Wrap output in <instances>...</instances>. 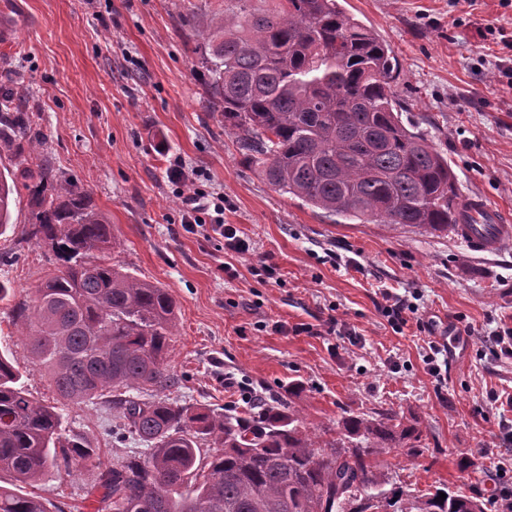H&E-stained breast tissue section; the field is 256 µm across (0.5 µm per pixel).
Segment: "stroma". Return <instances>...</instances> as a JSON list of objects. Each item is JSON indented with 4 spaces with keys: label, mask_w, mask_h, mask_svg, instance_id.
I'll use <instances>...</instances> for the list:
<instances>
[{
    "label": "stroma",
    "mask_w": 512,
    "mask_h": 512,
    "mask_svg": "<svg viewBox=\"0 0 512 512\" xmlns=\"http://www.w3.org/2000/svg\"><path fill=\"white\" fill-rule=\"evenodd\" d=\"M398 57L400 103L448 158L458 198L482 196L512 214V0H341ZM216 0H0V92L18 73L40 109L57 174L87 190L119 241L125 271L160 283L176 301L168 366L183 404L224 412L245 397L280 399L309 434L330 440L349 415L417 426L381 457L390 482L421 495L439 485L479 499L512 492V357L490 337L512 328V248L478 255L445 232L361 224L268 184L244 161L206 87L187 21L210 20ZM224 196V221L253 245L224 251L209 227L185 231L182 199L167 177L174 159ZM55 257L35 242L0 263L16 298L36 293ZM275 279L256 275L258 263ZM415 312L393 328L384 294ZM0 302V352L22 369L36 399L55 392L32 364L27 338ZM453 340L443 382L429 375L428 344ZM97 458L33 488L50 512H94L86 487L99 467L138 448L113 438L112 412L91 403L65 411ZM415 456H408L409 446ZM470 466L460 469L461 459Z\"/></svg>",
    "instance_id": "stroma-1"
}]
</instances>
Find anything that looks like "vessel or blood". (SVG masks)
Here are the masks:
<instances>
[{
    "instance_id": "b4317fda",
    "label": "vessel or blood",
    "mask_w": 512,
    "mask_h": 512,
    "mask_svg": "<svg viewBox=\"0 0 512 512\" xmlns=\"http://www.w3.org/2000/svg\"><path fill=\"white\" fill-rule=\"evenodd\" d=\"M452 231L475 253L497 254L512 246V221L500 207L480 196L460 204L459 222Z\"/></svg>"
}]
</instances>
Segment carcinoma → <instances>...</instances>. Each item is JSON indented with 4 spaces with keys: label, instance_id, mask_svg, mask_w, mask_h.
Wrapping results in <instances>:
<instances>
[{
    "label": "carcinoma",
    "instance_id": "obj_1",
    "mask_svg": "<svg viewBox=\"0 0 512 512\" xmlns=\"http://www.w3.org/2000/svg\"><path fill=\"white\" fill-rule=\"evenodd\" d=\"M220 0L218 22L197 30L200 65L224 127L266 181L328 217L448 231L454 172L401 119L398 59L339 0ZM38 104L23 85L0 93V236L14 230L12 195L29 190L21 240L50 248L56 266L25 318L28 351L55 388L33 399L0 354V473L33 484L95 457L69 433L63 407L112 406V434L145 449L120 455L90 488L97 512H486L488 502L445 487L414 496L383 489L377 459L397 438L391 418L346 416L332 440L303 430L279 400L218 413L162 395L177 306L167 289L93 253L110 251L112 225L90 194L58 175L37 132ZM213 449L208 461L202 448ZM446 498L439 499V493ZM0 512H49L35 495L0 485Z\"/></svg>",
    "mask_w": 512,
    "mask_h": 512
}]
</instances>
